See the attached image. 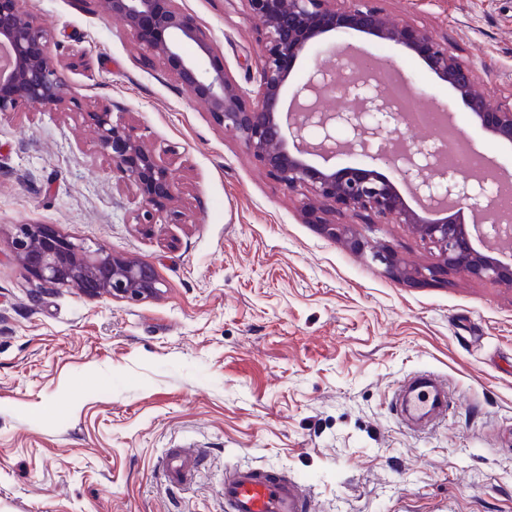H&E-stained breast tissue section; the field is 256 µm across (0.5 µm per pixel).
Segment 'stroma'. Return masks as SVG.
I'll return each mask as SVG.
<instances>
[{
  "mask_svg": "<svg viewBox=\"0 0 512 512\" xmlns=\"http://www.w3.org/2000/svg\"><path fill=\"white\" fill-rule=\"evenodd\" d=\"M226 72L255 83L262 52L243 0H178ZM477 71L512 89V0H381ZM89 108L136 127L182 194L141 224L93 130L75 112L0 113V512H224V470L283 469L315 512H512V288L435 264L412 227L342 210L327 234L206 108L93 0H27ZM412 80L420 107L448 105L461 134L512 172V146L483 134L447 84L407 50L336 37ZM151 263L164 286L138 303L29 275L14 225ZM359 246H351V239ZM389 249L393 265L373 261ZM448 382L447 420L410 434L394 406L408 374ZM197 448L195 482L162 458Z\"/></svg>",
  "mask_w": 512,
  "mask_h": 512,
  "instance_id": "stroma-1",
  "label": "stroma"
}]
</instances>
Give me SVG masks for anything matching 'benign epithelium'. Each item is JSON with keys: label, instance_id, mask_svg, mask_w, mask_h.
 <instances>
[{"label": "benign epithelium", "instance_id": "1", "mask_svg": "<svg viewBox=\"0 0 512 512\" xmlns=\"http://www.w3.org/2000/svg\"><path fill=\"white\" fill-rule=\"evenodd\" d=\"M93 2L100 13L120 18L143 50L157 58L192 99L203 103L217 124L235 132L284 189L310 190L326 212L370 210L412 225L436 248L440 263L400 268V279L433 280L458 266L512 288V254L504 262L473 245L475 239L487 246L512 241L499 204L501 191L512 187V174L493 171L477 178L450 171L443 163L447 143L438 137L408 139L406 116L395 108L379 79L393 62L351 69L340 82L333 79L330 67L317 64L294 88L295 107L287 112L283 108L293 67L313 41L331 32L356 31L413 52L461 99L481 131L511 144L512 94L502 97L482 87L471 66L427 30L386 13L380 0H243L262 25L264 43L253 95L229 78L207 33L176 0ZM50 44V35L26 10L25 0H0V49L9 50L8 65H0V112L23 106L61 111L73 103L64 73L76 63L58 57ZM188 46L195 52L187 53ZM86 116L100 152L112 164V176L135 188L138 223L162 220L179 195L168 167L133 126L113 121L106 110ZM341 152L368 162L336 170L317 168L305 159L314 154L328 161ZM377 161L407 186L422 213L408 209L395 185L371 168ZM466 210L483 212L485 221L472 226L458 221ZM11 248L30 275L54 287L76 286L92 297L129 302L161 294L163 283L152 264L114 255L97 243H75L44 224L16 225Z\"/></svg>", "mask_w": 512, "mask_h": 512}]
</instances>
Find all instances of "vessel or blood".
I'll return each instance as SVG.
<instances>
[{
  "mask_svg": "<svg viewBox=\"0 0 512 512\" xmlns=\"http://www.w3.org/2000/svg\"><path fill=\"white\" fill-rule=\"evenodd\" d=\"M448 387L434 372L422 370L404 379L396 405L404 422L429 429L448 414ZM198 451L169 449L163 462L167 480L190 482L197 471ZM309 491L294 477L271 469L231 467L224 471V512H310Z\"/></svg>",
  "mask_w": 512,
  "mask_h": 512,
  "instance_id": "vessel-or-blood-1",
  "label": "vessel or blood"
}]
</instances>
